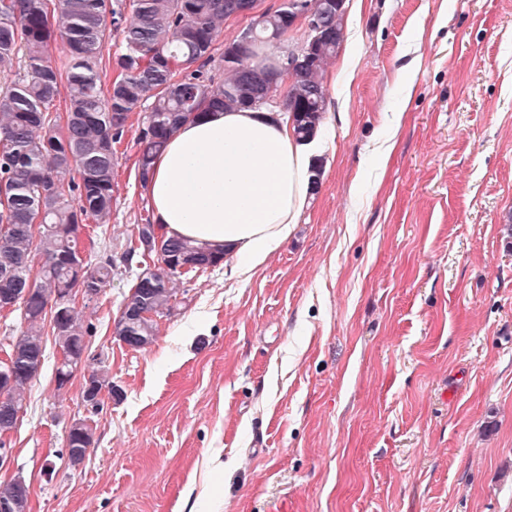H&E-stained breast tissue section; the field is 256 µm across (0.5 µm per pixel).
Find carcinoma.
<instances>
[{"label":"carcinoma","mask_w":512,"mask_h":512,"mask_svg":"<svg viewBox=\"0 0 512 512\" xmlns=\"http://www.w3.org/2000/svg\"><path fill=\"white\" fill-rule=\"evenodd\" d=\"M321 2V31L308 61L284 75L279 58L262 59L260 52L272 37L289 46L297 27L286 3L264 11L245 55L232 40L217 56L216 37L245 0H0V294L8 290L19 299L22 323L19 334L0 346L7 357L0 360V436L17 429L45 356V327L64 354L79 358L86 349L91 326L61 289L76 286L74 265L98 245V232H85L84 221L100 227L112 215L115 166L131 113L150 107L134 141L143 183L183 122L249 108L272 79L296 138L311 140L328 108L326 66L345 41V10L336 0ZM114 33L124 49L113 58L104 89L100 58ZM59 39L63 55L53 60L50 48ZM62 87L69 117L64 131L57 108ZM142 221L150 228V248L138 233L121 255L104 253L84 263L82 282L99 294L120 265H141L115 320L119 341L135 351L155 341L157 318L171 314L173 276L224 259L222 251L165 235L150 212ZM89 373L92 384L115 393L102 362ZM92 445L87 423L69 428L68 451L86 454ZM2 502L28 512L29 488L0 482Z\"/></svg>","instance_id":"obj_1"}]
</instances>
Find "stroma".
<instances>
[{
	"label": "stroma",
	"instance_id": "1",
	"mask_svg": "<svg viewBox=\"0 0 512 512\" xmlns=\"http://www.w3.org/2000/svg\"><path fill=\"white\" fill-rule=\"evenodd\" d=\"M345 42L320 189L276 252L182 279L139 351L115 333L134 271L104 288L88 352L120 395L99 410L81 379L56 390L47 338L0 469L29 512H512V0H346ZM77 422L81 425L74 428ZM74 422L70 428L66 439V450L70 452L78 451L83 454H88L89 448L93 445V430L84 421Z\"/></svg>",
	"mask_w": 512,
	"mask_h": 512
}]
</instances>
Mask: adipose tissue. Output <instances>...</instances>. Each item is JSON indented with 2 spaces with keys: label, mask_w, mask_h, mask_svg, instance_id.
I'll use <instances>...</instances> for the list:
<instances>
[{
  "label": "adipose tissue",
  "mask_w": 512,
  "mask_h": 512,
  "mask_svg": "<svg viewBox=\"0 0 512 512\" xmlns=\"http://www.w3.org/2000/svg\"><path fill=\"white\" fill-rule=\"evenodd\" d=\"M318 150L274 113L217 111L185 123L169 140L146 196L168 235L223 250L231 269L247 273L297 224L312 196Z\"/></svg>",
  "instance_id": "adipose-tissue-1"
}]
</instances>
